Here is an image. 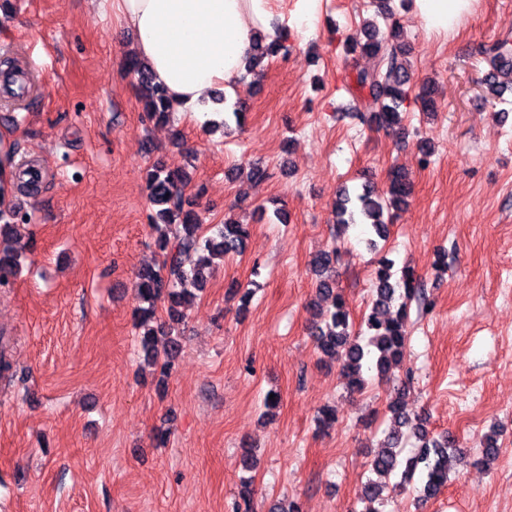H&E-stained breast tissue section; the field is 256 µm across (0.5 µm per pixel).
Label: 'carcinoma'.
I'll list each match as a JSON object with an SVG mask.
<instances>
[{"mask_svg": "<svg viewBox=\"0 0 512 512\" xmlns=\"http://www.w3.org/2000/svg\"><path fill=\"white\" fill-rule=\"evenodd\" d=\"M364 33L365 41L348 43L347 52L353 56L380 54L381 67L373 70L355 67L350 80L356 91L381 101V111L373 117V122L381 128L397 131L401 129V114L408 100L411 81L406 51L395 44L399 29H391L390 44L386 46L377 39L379 30L375 20L365 21ZM281 47L282 41L277 40L252 57L248 72L261 78L260 67L264 59L275 55ZM481 53L489 66L482 86L489 95L499 97L503 93L502 82L493 74L512 68V43L507 39L496 40L483 46ZM127 68L136 77L139 102L147 119L157 125L169 123L174 103L166 91L154 82L150 71L136 57H128ZM415 100L420 103L422 111H433L436 105L434 84L423 83ZM28 173L29 170L22 168L14 171L13 188L24 193L37 190L35 180L29 178ZM145 183L153 207L147 216L149 224L155 228L164 224L171 228V234L162 233L155 241L159 256L157 266H148L136 275L139 305L134 316L139 327L143 328L140 344L147 360L159 366L165 375L179 351V344L171 338L164 354L158 353L155 336L160 330L150 326V322L156 319L158 303H168L170 320H182V304L193 297V291L206 287L212 261L238 253L249 232L247 225L233 219L207 227L201 224L193 201L185 195L190 177L181 169L156 165L147 171ZM412 191L406 172L396 167L390 169L386 191L381 194L366 186L360 190L345 187L334 205L336 224L343 228L351 224H367L383 240L388 234V224L408 204ZM26 225L25 216L7 205H0V286L10 284L26 257L28 242L24 241L23 235ZM339 257L340 250L336 248L319 253L311 260L312 271L319 278V295L331 300V308L326 311L313 304V310L317 311L324 325L312 327V336L321 355L338 362L348 389L359 391L365 386V372L374 371L382 378L402 365L408 335L409 304L414 300H424V292L420 277L413 269L404 268L400 278L396 279L392 272L393 261H379L373 273L372 307L363 320L368 337L362 344L359 342L360 333L353 332L344 298L334 291L331 272ZM406 388V382L400 381L389 397L391 425L381 450L370 461V470L380 479L392 474L400 475L401 486L419 479L420 500L427 502L436 498L446 486L451 463L463 465L466 456L456 448L448 433L433 434L426 429L423 418L412 417L405 412L402 401ZM407 430L418 439L419 446L404 459L401 457V444ZM384 491L385 484L380 480H368L363 493L365 509H353L351 512H380L374 504L384 503Z\"/></svg>", "mask_w": 512, "mask_h": 512, "instance_id": "1", "label": "carcinoma"}]
</instances>
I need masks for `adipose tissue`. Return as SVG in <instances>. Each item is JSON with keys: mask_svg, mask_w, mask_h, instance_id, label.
Returning a JSON list of instances; mask_svg holds the SVG:
<instances>
[{"mask_svg": "<svg viewBox=\"0 0 512 512\" xmlns=\"http://www.w3.org/2000/svg\"><path fill=\"white\" fill-rule=\"evenodd\" d=\"M322 0H297L290 15L274 0H93L131 35L133 49L178 111L194 116L224 109V92L244 74L258 37L274 41L311 28ZM425 29L441 36L474 13L478 0H413Z\"/></svg>", "mask_w": 512, "mask_h": 512, "instance_id": "ef3b65f1", "label": "adipose tissue"}]
</instances>
